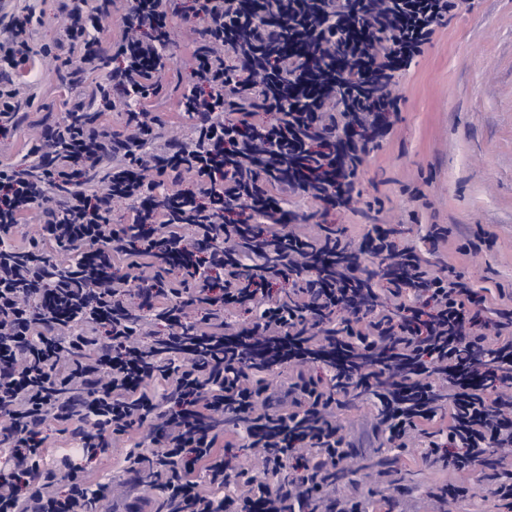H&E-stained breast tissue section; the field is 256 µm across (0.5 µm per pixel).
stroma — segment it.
<instances>
[{"mask_svg":"<svg viewBox=\"0 0 512 512\" xmlns=\"http://www.w3.org/2000/svg\"><path fill=\"white\" fill-rule=\"evenodd\" d=\"M60 5V0L36 4L42 23L33 41L50 45L53 54L39 58L32 71L34 100L9 142L12 156L27 151L35 129L61 120L71 98L59 63L68 49ZM193 40L192 32L182 31L166 50L162 89L144 103L160 113L175 136L185 131L179 99L188 82L184 62ZM397 92L402 112L392 133L364 161L357 184L361 200L353 209L337 210L334 221L360 238L365 203L377 197L382 210L375 223L394 228L402 240L418 241L425 225H447L448 241L430 261L463 272L489 309L512 301V0H474L472 8L455 11L400 77ZM415 191L420 200L412 199ZM466 241L472 248L460 253ZM138 440V433H130L110 454L91 462V480L112 482V494L100 501L99 512H122L127 503L120 464ZM381 454L377 447L361 449L364 468L344 487L372 512L385 496L412 502L447 483L472 481L471 475H452L410 457L400 460L393 479L367 466Z\"/></svg>","mask_w":512,"mask_h":512,"instance_id":"obj_1","label":"stroma"}]
</instances>
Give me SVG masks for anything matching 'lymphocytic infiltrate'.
I'll return each mask as SVG.
<instances>
[{
	"instance_id": "lymphocytic-infiltrate-1",
	"label": "lymphocytic infiltrate",
	"mask_w": 512,
	"mask_h": 512,
	"mask_svg": "<svg viewBox=\"0 0 512 512\" xmlns=\"http://www.w3.org/2000/svg\"><path fill=\"white\" fill-rule=\"evenodd\" d=\"M466 2L126 0L106 46L112 0H62L79 94L0 160V512H97L112 485L89 486L85 464L134 430L123 470L160 489L156 512H366L333 476L357 446L336 412L367 398L376 441L478 472L512 512V305L484 322L462 273L326 219L400 115L397 76ZM40 21L0 0L1 141L51 53ZM181 24L184 139L141 107ZM120 106L122 128L102 122ZM287 198L318 205L315 233L284 222ZM285 366L295 380L271 390ZM54 431L67 454L50 456ZM122 16L123 11L118 5L112 13L102 20V28L97 36L105 45L120 39L122 34Z\"/></svg>"
}]
</instances>
